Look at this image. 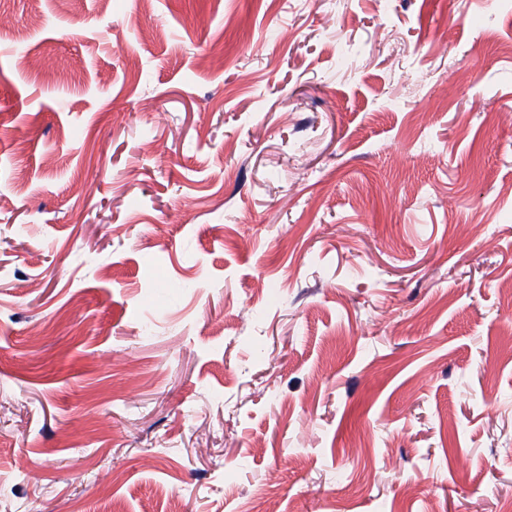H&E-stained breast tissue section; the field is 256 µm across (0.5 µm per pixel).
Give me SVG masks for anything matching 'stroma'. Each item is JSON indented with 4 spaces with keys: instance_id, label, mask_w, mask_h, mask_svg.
<instances>
[{
    "instance_id": "35a3bbf8",
    "label": "stroma",
    "mask_w": 512,
    "mask_h": 512,
    "mask_svg": "<svg viewBox=\"0 0 512 512\" xmlns=\"http://www.w3.org/2000/svg\"><path fill=\"white\" fill-rule=\"evenodd\" d=\"M0 512L512 506V0H0Z\"/></svg>"
}]
</instances>
